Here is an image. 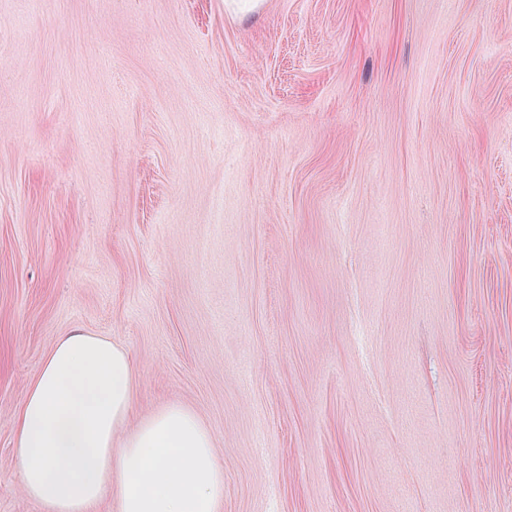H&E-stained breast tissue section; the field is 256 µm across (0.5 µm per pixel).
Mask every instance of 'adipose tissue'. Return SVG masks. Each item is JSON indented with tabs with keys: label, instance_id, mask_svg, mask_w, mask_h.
<instances>
[{
	"label": "adipose tissue",
	"instance_id": "adipose-tissue-1",
	"mask_svg": "<svg viewBox=\"0 0 512 512\" xmlns=\"http://www.w3.org/2000/svg\"><path fill=\"white\" fill-rule=\"evenodd\" d=\"M128 350L81 328L61 336L27 386L14 448L22 492L44 512H222L224 471L200 417L165 406L124 432L138 388Z\"/></svg>",
	"mask_w": 512,
	"mask_h": 512
}]
</instances>
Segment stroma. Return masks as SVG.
<instances>
[{"label":"stroma","mask_w":512,"mask_h":512,"mask_svg":"<svg viewBox=\"0 0 512 512\" xmlns=\"http://www.w3.org/2000/svg\"><path fill=\"white\" fill-rule=\"evenodd\" d=\"M77 328L223 512H512V0H0V512Z\"/></svg>","instance_id":"35a3bbf8"}]
</instances>
